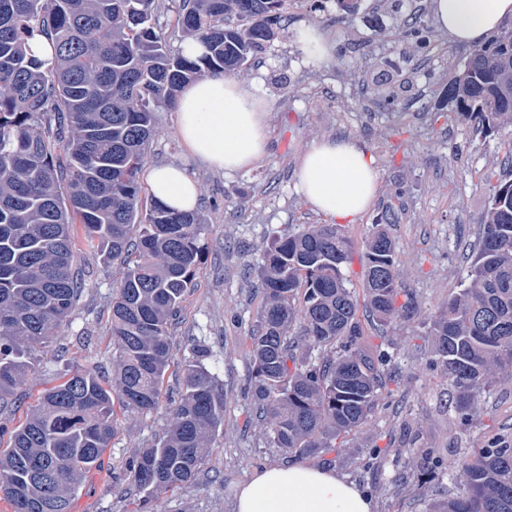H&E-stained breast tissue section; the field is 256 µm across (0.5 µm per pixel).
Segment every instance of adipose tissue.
Masks as SVG:
<instances>
[{
  "mask_svg": "<svg viewBox=\"0 0 512 512\" xmlns=\"http://www.w3.org/2000/svg\"><path fill=\"white\" fill-rule=\"evenodd\" d=\"M433 20L458 44L482 43L512 17V0H431ZM256 87L220 75L186 84L177 98V131L185 148L209 168L232 173L257 163L266 146L265 115ZM316 211L351 224L377 190L372 159L353 139L327 137L312 144L295 173ZM154 202L175 212L194 211L197 180L176 165L148 169ZM235 512H374L372 500L334 470L301 463L268 467L241 486Z\"/></svg>",
  "mask_w": 512,
  "mask_h": 512,
  "instance_id": "1",
  "label": "adipose tissue"
}]
</instances>
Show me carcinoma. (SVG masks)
Masks as SVG:
<instances>
[{
    "instance_id": "obj_1",
    "label": "carcinoma",
    "mask_w": 512,
    "mask_h": 512,
    "mask_svg": "<svg viewBox=\"0 0 512 512\" xmlns=\"http://www.w3.org/2000/svg\"><path fill=\"white\" fill-rule=\"evenodd\" d=\"M156 0H0V405L33 368V351L56 339L78 301L73 225L103 264L124 267L112 295V381L78 372L47 389L0 449V493L13 512H71L114 434V402L149 413L173 356L170 329L200 272L196 212L140 205L139 174L156 112L206 74L239 72L275 39L288 0H180L176 24L206 53L172 49L152 18ZM53 44L51 68L27 52ZM416 47L436 26L410 32ZM466 58L445 93L458 117L497 133L512 164V21ZM489 206L463 288L432 316L433 362L461 419L499 375L512 377V180L486 179ZM355 243L340 224H307L275 237L259 270L263 303L248 336L253 397L274 448L327 454L367 424L391 353L365 348L359 307L390 326L397 305V250L387 225L361 246L363 299L344 268ZM328 353L314 358L310 349ZM224 423V396L199 361L183 367V394L166 436L141 449L129 482L166 492L195 478ZM466 491L434 512H512V446L461 466Z\"/></svg>"
}]
</instances>
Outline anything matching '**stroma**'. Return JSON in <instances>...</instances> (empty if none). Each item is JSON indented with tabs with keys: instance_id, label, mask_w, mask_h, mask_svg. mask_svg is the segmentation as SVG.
<instances>
[{
	"instance_id": "35a3bbf8",
	"label": "stroma",
	"mask_w": 512,
	"mask_h": 512,
	"mask_svg": "<svg viewBox=\"0 0 512 512\" xmlns=\"http://www.w3.org/2000/svg\"><path fill=\"white\" fill-rule=\"evenodd\" d=\"M353 2L343 10L327 0L314 11L308 0H290L276 38L237 75L258 88L266 114V154L257 165L232 174L205 168L183 147L175 110L158 112L144 165L177 164L197 179L203 264L171 329L174 356L160 406L144 415L117 410L116 432L73 512H232L239 488L256 471L289 462L270 447L258 416L246 338L262 302L258 269L272 237L327 221L299 191L295 169L310 145L330 136L354 139L374 162L377 196L346 230L358 243L376 219L386 220L398 250V300L413 309L390 327L364 321V345L391 344L393 381L348 447L308 458V465L353 480L375 512H431L463 492L461 463L491 443L512 444V379H497L481 399L478 420L464 423L447 380L430 364L429 336L431 315L459 290L476 248L488 207L482 177L512 176L501 165L505 149L438 105L463 64L462 46L445 35L417 52L403 37L405 20L431 21L430 0H407L396 15L380 0ZM310 26L332 45L331 61L309 59L298 34ZM387 88L398 90L401 111L385 109L380 92ZM74 246L85 286L57 339L35 351L17 397L0 407L5 428L22 423L46 389L73 373L112 375V294L123 269L102 268L83 231H76ZM200 347L224 393V424L192 482L158 494L137 489L127 463L164 436L182 394L183 366Z\"/></svg>"
}]
</instances>
